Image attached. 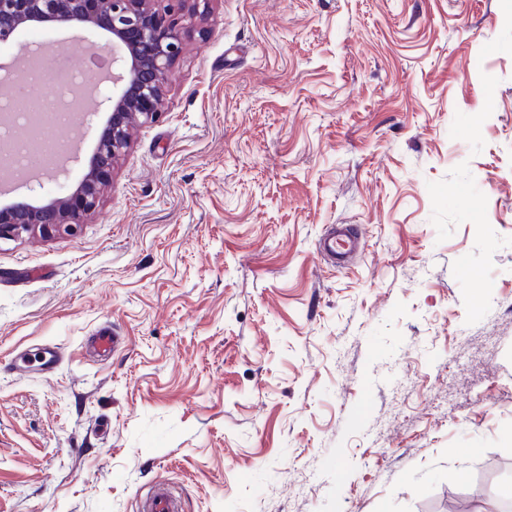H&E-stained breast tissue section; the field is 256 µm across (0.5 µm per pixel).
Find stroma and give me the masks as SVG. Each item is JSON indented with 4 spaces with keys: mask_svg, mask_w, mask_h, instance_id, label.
Returning <instances> with one entry per match:
<instances>
[{
    "mask_svg": "<svg viewBox=\"0 0 512 512\" xmlns=\"http://www.w3.org/2000/svg\"><path fill=\"white\" fill-rule=\"evenodd\" d=\"M208 11L88 223L0 242V365L61 355L0 368V512H138L159 481L185 512L512 500V0ZM316 252L324 261L344 267L351 252V239L345 234L336 235V228L332 227L318 240ZM119 337L110 324L104 323L90 336L87 344L88 352L94 357H108L118 347ZM57 352L37 350L35 353H20L11 359L7 370L16 375H26L32 368L38 367L43 372H52L60 364Z\"/></svg>",
    "mask_w": 512,
    "mask_h": 512,
    "instance_id": "stroma-1",
    "label": "stroma"
}]
</instances>
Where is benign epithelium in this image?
<instances>
[{"label":"benign epithelium","instance_id":"7a95c632","mask_svg":"<svg viewBox=\"0 0 512 512\" xmlns=\"http://www.w3.org/2000/svg\"><path fill=\"white\" fill-rule=\"evenodd\" d=\"M155 0H0V44L23 27L45 23L79 29L90 22L112 47L113 88L102 93L108 119L80 181L44 201L21 194L0 207V240L23 234L72 235L95 213L112 182L115 165L131 144L134 122L159 116L167 74L194 32L161 14Z\"/></svg>","mask_w":512,"mask_h":512}]
</instances>
